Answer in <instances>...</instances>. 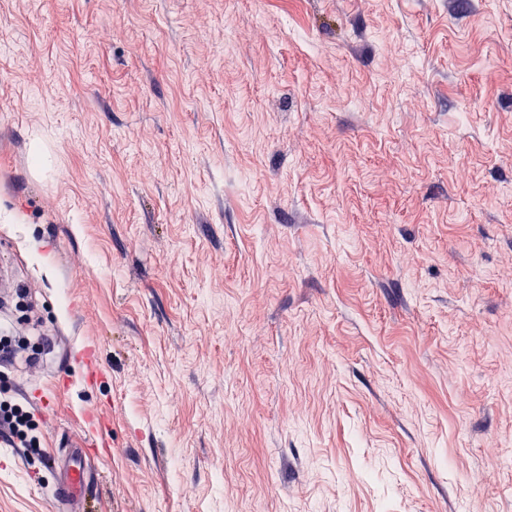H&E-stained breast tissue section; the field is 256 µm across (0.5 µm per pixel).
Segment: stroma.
<instances>
[{
  "mask_svg": "<svg viewBox=\"0 0 512 512\" xmlns=\"http://www.w3.org/2000/svg\"><path fill=\"white\" fill-rule=\"evenodd\" d=\"M0 256V512H512V0H0ZM29 412H25L21 418L14 420L12 417L0 414V435L1 432L9 433L17 439V448H27L34 446L33 438H28V433L24 428L25 421L30 417ZM68 448L62 453L57 451L52 458L58 472L54 495L70 506L69 512H81L84 488L90 477L88 458L83 449L87 448V444L83 441L72 442Z\"/></svg>",
  "mask_w": 512,
  "mask_h": 512,
  "instance_id": "obj_1",
  "label": "stroma"
}]
</instances>
